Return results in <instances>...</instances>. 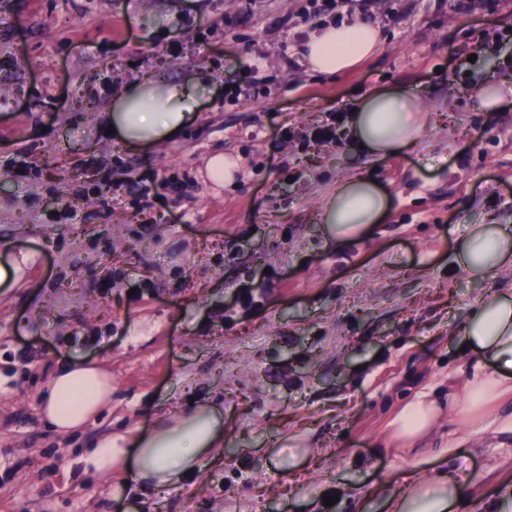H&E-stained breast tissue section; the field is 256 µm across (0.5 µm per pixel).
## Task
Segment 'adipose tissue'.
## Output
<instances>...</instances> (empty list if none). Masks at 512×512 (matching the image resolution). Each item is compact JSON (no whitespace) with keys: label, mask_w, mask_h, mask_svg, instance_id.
Returning <instances> with one entry per match:
<instances>
[{"label":"adipose tissue","mask_w":512,"mask_h":512,"mask_svg":"<svg viewBox=\"0 0 512 512\" xmlns=\"http://www.w3.org/2000/svg\"><path fill=\"white\" fill-rule=\"evenodd\" d=\"M381 32L369 22L356 21L320 27L305 46L304 57L313 71L337 74L354 68L379 49ZM204 75L179 83L142 80L116 98L108 123L121 141L131 145L159 144L177 135L193 118ZM425 115L420 99L408 90H378L362 97L351 110L348 127L353 140L370 155L386 157L414 147L422 135ZM390 198L373 180L358 175L337 183L322 207L326 236L345 243L380 223ZM456 263L471 278L483 280L512 267V228L474 224L458 241ZM463 341L477 356L472 404L495 401L512 388V295L493 293L473 308ZM112 382L98 367L83 363L65 367L48 383L41 410L59 432L84 425L110 403ZM434 402L418 399L393 423L396 438L413 441L427 433L438 418ZM224 438V411L206 407L182 413L151 434L106 438L85 460L86 467L105 474L129 463L139 483L164 488L195 472L201 460ZM466 484L438 471L429 480H409L390 501L392 512H454L464 500Z\"/></svg>","instance_id":"ef3b65f1"}]
</instances>
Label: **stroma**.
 Segmentation results:
<instances>
[{"instance_id":"1","label":"stroma","mask_w":512,"mask_h":512,"mask_svg":"<svg viewBox=\"0 0 512 512\" xmlns=\"http://www.w3.org/2000/svg\"><path fill=\"white\" fill-rule=\"evenodd\" d=\"M309 9L0 0V265L29 258L0 286V512H117L124 467L94 474L84 457L209 403L224 408L223 444L183 484L138 490L140 512H388L404 473L447 466L469 475L467 501L512 493V394L471 435L475 357L461 342L481 298L512 293V269L479 282L453 262L469 225L512 227V71L486 63L492 41H512V0L484 14L466 0H368L351 18L378 26L381 47L334 76L300 47L340 13ZM455 49L475 55L469 70ZM198 70L197 113L176 137L133 147L107 135L129 84ZM490 83L505 97L488 112L478 92ZM380 88L421 98L415 147L377 160L351 141L302 144ZM217 152L241 165L219 188L204 174ZM356 175L392 205L338 245L323 199ZM76 363L111 374L112 402L63 434L41 398ZM420 397L455 410L409 450L391 423Z\"/></svg>"}]
</instances>
